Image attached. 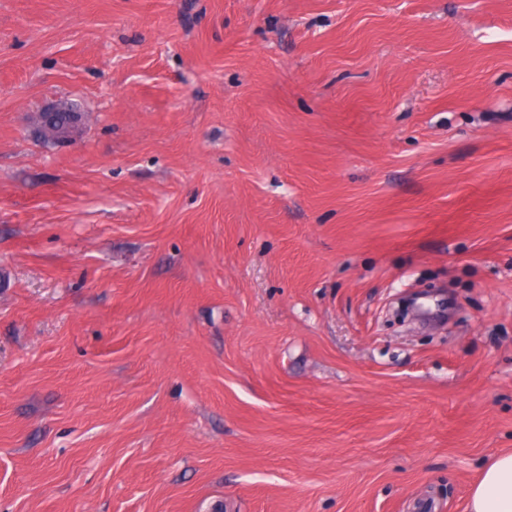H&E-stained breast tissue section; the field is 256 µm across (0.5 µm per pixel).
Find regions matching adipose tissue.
Instances as JSON below:
<instances>
[{"mask_svg": "<svg viewBox=\"0 0 512 512\" xmlns=\"http://www.w3.org/2000/svg\"><path fill=\"white\" fill-rule=\"evenodd\" d=\"M467 512H512V452L495 455L482 466Z\"/></svg>", "mask_w": 512, "mask_h": 512, "instance_id": "1", "label": "adipose tissue"}]
</instances>
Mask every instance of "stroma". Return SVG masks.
<instances>
[{
  "label": "stroma",
  "mask_w": 512,
  "mask_h": 512,
  "mask_svg": "<svg viewBox=\"0 0 512 512\" xmlns=\"http://www.w3.org/2000/svg\"><path fill=\"white\" fill-rule=\"evenodd\" d=\"M503 451L512 0H0V512H466Z\"/></svg>",
  "instance_id": "1"
}]
</instances>
